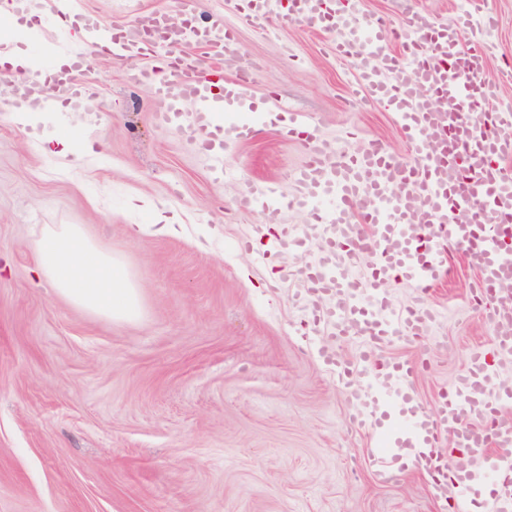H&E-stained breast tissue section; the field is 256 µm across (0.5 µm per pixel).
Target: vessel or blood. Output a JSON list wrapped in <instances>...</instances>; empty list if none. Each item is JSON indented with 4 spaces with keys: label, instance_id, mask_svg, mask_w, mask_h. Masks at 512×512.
Returning <instances> with one entry per match:
<instances>
[{
    "label": "vessel or blood",
    "instance_id": "1",
    "mask_svg": "<svg viewBox=\"0 0 512 512\" xmlns=\"http://www.w3.org/2000/svg\"><path fill=\"white\" fill-rule=\"evenodd\" d=\"M244 2L239 19L252 27L298 21L331 31L337 56L356 57L359 84L394 112L409 145L406 160L377 142L334 154L314 126L293 118L283 133L301 144L306 161L294 172L290 191L254 183L239 200L244 208L262 202L310 210L312 223L272 236L264 253L307 251L298 299L313 323L360 341L356 369L336 351L322 348L318 355L339 379L360 373L348 395L357 408L356 424L371 434L377 476L393 481L404 449H416L418 466L441 476L434 496L449 500L451 512H470V473L442 479L448 460L436 449L448 440L465 449L493 486L485 512H512V384L502 370L512 365V305L501 298L512 290V108L492 105L500 86L483 74L488 44L461 42L463 28L490 32L491 17L468 13L446 22L406 9L395 25L386 16L366 14L359 0ZM47 4L62 21L55 43H64L67 26L79 23L90 32L95 52L131 58L153 53L163 60V68H143L137 79L162 101L159 121L180 119L181 130L198 142L214 169L224 167L223 142L261 134L248 77L225 85L218 96L204 76L208 60L237 54L223 15H212L203 28H171L166 14L154 11L105 29L83 13L80 0ZM25 7V0H0V56L8 53L12 23ZM188 41L205 47L206 56L176 55V46ZM44 74L55 80L56 90L21 79L15 108L54 115L59 132L70 135V114L84 93L71 70L52 67ZM185 103L192 110L184 114ZM456 252L478 273V286L489 298L483 319L492 341L471 354L448 395L431 408L415 396L412 367L379 363L376 352L393 337L429 333L435 313L426 298L447 277ZM397 278L417 293L414 306L389 304L386 287Z\"/></svg>",
    "mask_w": 512,
    "mask_h": 512
}]
</instances>
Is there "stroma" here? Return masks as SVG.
<instances>
[{
	"label": "stroma",
	"mask_w": 512,
	"mask_h": 512,
	"mask_svg": "<svg viewBox=\"0 0 512 512\" xmlns=\"http://www.w3.org/2000/svg\"><path fill=\"white\" fill-rule=\"evenodd\" d=\"M109 27L153 10L198 22L238 0H83ZM495 18L487 80L512 62V0H484ZM236 65L211 62L216 83L249 74L258 104L307 115L336 147L382 143L405 158L391 112L356 88L353 59L330 32L304 23L275 34L238 25ZM66 59L88 92L54 136L50 114L0 111V512H438L424 472L376 480L367 432L335 370L315 352L323 328L291 300L304 255L260 261L248 238L268 224L311 223L304 210L240 208L246 187L289 188L306 160L300 143L269 125L224 148L225 175L135 80L146 59L88 56L79 31ZM291 62H284V55ZM177 211L178 236L142 234L152 212ZM53 224L82 225L119 257L140 291L131 322L90 315L28 281L33 241ZM477 274L461 254L431 291L433 336L396 338L385 354L416 364L418 399L433 405L489 344Z\"/></svg>",
	"instance_id": "35a3bbf8"
}]
</instances>
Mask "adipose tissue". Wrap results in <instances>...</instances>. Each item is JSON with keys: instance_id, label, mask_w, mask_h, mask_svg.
Here are the masks:
<instances>
[{"instance_id": "adipose-tissue-1", "label": "adipose tissue", "mask_w": 512, "mask_h": 512, "mask_svg": "<svg viewBox=\"0 0 512 512\" xmlns=\"http://www.w3.org/2000/svg\"><path fill=\"white\" fill-rule=\"evenodd\" d=\"M33 250L31 286L53 288L57 296L92 315L128 322L138 317L139 290L126 265L99 250L80 225L47 228Z\"/></svg>"}]
</instances>
